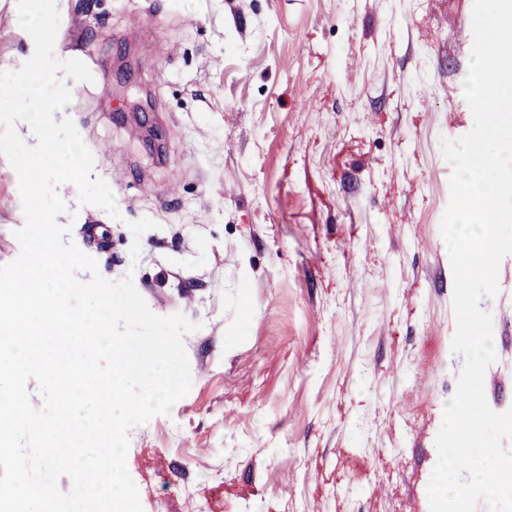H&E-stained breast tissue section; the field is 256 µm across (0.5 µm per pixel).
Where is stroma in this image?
<instances>
[{
    "label": "stroma",
    "instance_id": "1",
    "mask_svg": "<svg viewBox=\"0 0 512 512\" xmlns=\"http://www.w3.org/2000/svg\"><path fill=\"white\" fill-rule=\"evenodd\" d=\"M71 119L118 216L57 193L69 238L186 334L192 385L133 429L143 512H430L463 359L440 232L468 133L473 0H57ZM34 43L0 0V67ZM154 221L134 237L130 222ZM24 225L0 155V265ZM141 253L131 259L132 242ZM483 299L512 408V255Z\"/></svg>",
    "mask_w": 512,
    "mask_h": 512
}]
</instances>
